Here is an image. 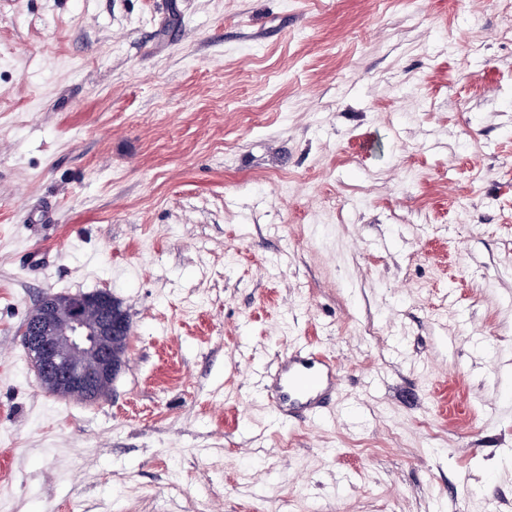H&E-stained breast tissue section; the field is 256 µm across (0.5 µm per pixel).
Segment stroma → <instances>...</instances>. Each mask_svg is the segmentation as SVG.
Instances as JSON below:
<instances>
[{"instance_id":"1","label":"stroma","mask_w":512,"mask_h":512,"mask_svg":"<svg viewBox=\"0 0 512 512\" xmlns=\"http://www.w3.org/2000/svg\"><path fill=\"white\" fill-rule=\"evenodd\" d=\"M97 290L86 404L21 332ZM0 512H512V0H0ZM130 333L126 309L107 290L45 293L23 325L22 340L48 391L97 402L125 367ZM338 373L333 359L312 351H287L273 372L263 378L270 409L282 422L319 417L336 390Z\"/></svg>"}]
</instances>
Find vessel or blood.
<instances>
[{
  "instance_id": "1",
  "label": "vessel or blood",
  "mask_w": 512,
  "mask_h": 512,
  "mask_svg": "<svg viewBox=\"0 0 512 512\" xmlns=\"http://www.w3.org/2000/svg\"><path fill=\"white\" fill-rule=\"evenodd\" d=\"M338 381L333 359L312 351L286 352L263 378L270 409L281 421L293 422L322 414Z\"/></svg>"
}]
</instances>
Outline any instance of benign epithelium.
<instances>
[{
	"instance_id": "7a95c632",
	"label": "benign epithelium",
	"mask_w": 512,
	"mask_h": 512,
	"mask_svg": "<svg viewBox=\"0 0 512 512\" xmlns=\"http://www.w3.org/2000/svg\"><path fill=\"white\" fill-rule=\"evenodd\" d=\"M130 333L126 309L107 290L45 293L23 325L22 340L48 391L97 402L125 367Z\"/></svg>"
}]
</instances>
